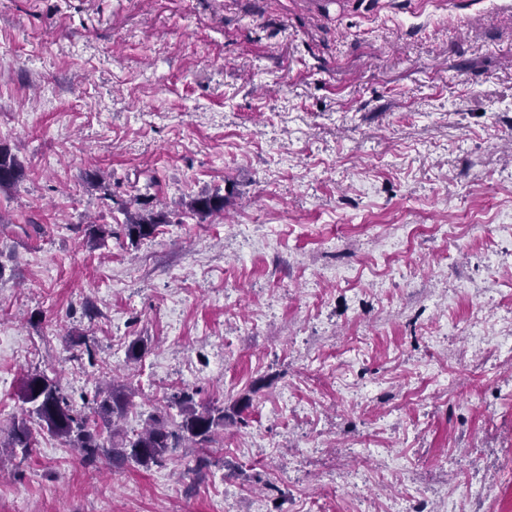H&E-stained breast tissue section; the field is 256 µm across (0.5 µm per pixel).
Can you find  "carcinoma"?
Segmentation results:
<instances>
[{
  "label": "carcinoma",
  "instance_id": "obj_1",
  "mask_svg": "<svg viewBox=\"0 0 512 512\" xmlns=\"http://www.w3.org/2000/svg\"><path fill=\"white\" fill-rule=\"evenodd\" d=\"M22 168L11 151L0 146V187L14 184L20 178ZM193 208L199 212L224 210V198L202 197L193 201ZM162 223L161 214L137 209L126 211L124 228L133 240L148 238L155 234ZM22 417L13 423L8 438L0 441V448H8L12 456L26 458L35 446L36 437L29 422L36 421L40 430L60 438L79 451L82 459L96 460L104 451V433L120 436L112 447V463L123 465L133 463L141 467H163L178 448L190 443L196 448H206L214 441L217 431L224 428L227 413L224 407L198 405L194 392L184 388L167 400V406L178 410L179 420L169 422L154 417L142 431L118 434L110 427L98 423V418L109 420L111 414L119 412L129 403L128 394L112 389L96 403L93 412L78 410L71 403L67 393L56 379L40 373L26 375L23 383Z\"/></svg>",
  "mask_w": 512,
  "mask_h": 512
}]
</instances>
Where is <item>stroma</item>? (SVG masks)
Here are the masks:
<instances>
[{"label":"stroma","instance_id":"obj_1","mask_svg":"<svg viewBox=\"0 0 512 512\" xmlns=\"http://www.w3.org/2000/svg\"><path fill=\"white\" fill-rule=\"evenodd\" d=\"M0 145V438L30 372L228 414L0 512H512V0H0ZM21 174L22 168L15 155L0 145V187L14 184ZM126 223L123 224L127 236L133 240L148 238L155 234L159 224H162V214L144 209L126 210Z\"/></svg>","mask_w":512,"mask_h":512}]
</instances>
